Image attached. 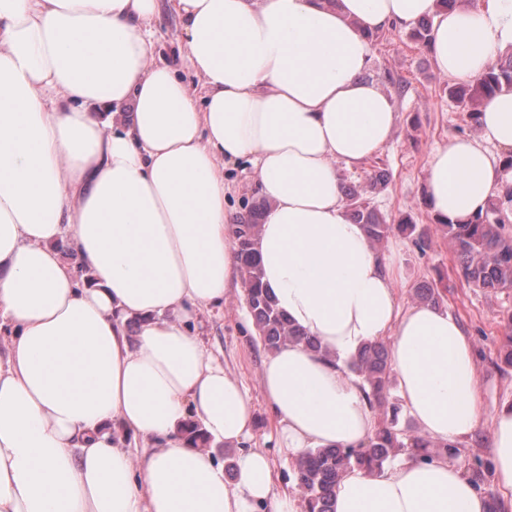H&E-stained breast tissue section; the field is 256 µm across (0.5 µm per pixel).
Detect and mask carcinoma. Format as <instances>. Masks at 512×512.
Masks as SVG:
<instances>
[{"label": "carcinoma", "instance_id": "obj_1", "mask_svg": "<svg viewBox=\"0 0 512 512\" xmlns=\"http://www.w3.org/2000/svg\"><path fill=\"white\" fill-rule=\"evenodd\" d=\"M512 90V56L492 61L475 80L448 87V95L467 112L470 122L479 124V115L486 101L502 90ZM350 216L365 226L367 238L374 247L380 246L394 230L414 231L412 224H387L371 209L364 192L345 190ZM512 206V190L491 199L485 212L464 221L440 223L451 242L457 263L465 281L487 291L512 289V235L505 231ZM262 207L254 206L249 218L234 225V245L240 258L242 280L246 287V301L258 340L264 350L272 352L288 342L302 341L319 351V344L304 336L276 309L261 284L260 268L253 251ZM506 333L499 356L501 362L512 367V310L502 312ZM389 352L383 342L364 346L350 365V370L369 388L367 397L372 408H382V394L391 382L388 366ZM403 454L429 461L439 454L454 460L461 455L455 444L433 442L418 434H406L396 428V419L383 422L365 448H317L296 461V479L308 512H333L332 500L336 483L351 468L373 469Z\"/></svg>", "mask_w": 512, "mask_h": 512}]
</instances>
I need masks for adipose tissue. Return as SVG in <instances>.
I'll return each mask as SVG.
<instances>
[{"label": "adipose tissue", "instance_id": "obj_1", "mask_svg": "<svg viewBox=\"0 0 512 512\" xmlns=\"http://www.w3.org/2000/svg\"><path fill=\"white\" fill-rule=\"evenodd\" d=\"M172 2L201 96L155 60L159 0H0V512H304L250 447V398L201 319L246 293L225 208L224 165L241 160L267 203L264 285L323 346L263 362L281 448L368 444L375 413L347 363L385 340L421 435L461 444L489 427L492 492L444 455L393 461L343 474L334 512L512 502V402L484 407L473 341L446 309L403 304L338 175L395 129L366 78L370 35L432 18L437 70L469 82L512 53V0ZM480 129L431 151L435 218H469L512 187L511 91L485 103Z\"/></svg>", "mask_w": 512, "mask_h": 512}]
</instances>
